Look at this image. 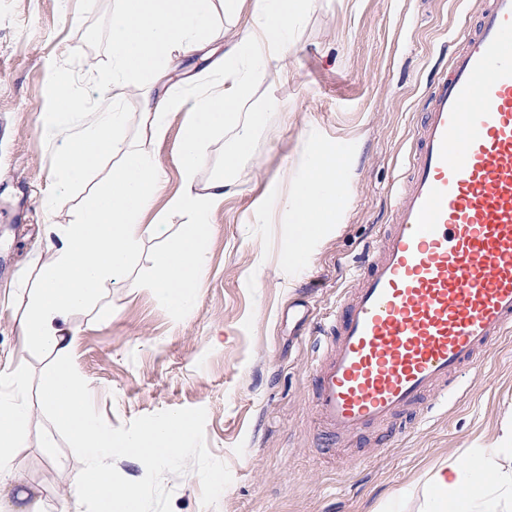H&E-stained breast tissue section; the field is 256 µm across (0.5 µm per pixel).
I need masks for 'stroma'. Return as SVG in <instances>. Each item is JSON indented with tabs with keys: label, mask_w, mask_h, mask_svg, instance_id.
<instances>
[{
	"label": "stroma",
	"mask_w": 512,
	"mask_h": 512,
	"mask_svg": "<svg viewBox=\"0 0 512 512\" xmlns=\"http://www.w3.org/2000/svg\"><path fill=\"white\" fill-rule=\"evenodd\" d=\"M116 0H0V365L24 373L32 419L25 447L15 449L19 490L41 512H96L66 483L86 456L54 423L40 399L55 365L44 349L20 350L18 321L29 291L13 280L31 271L45 228L66 224L91 188L64 184L55 172L57 144L41 133L51 111V75L71 85L87 108L107 91L93 78L110 69L109 27ZM478 0H315L294 34L287 72H269L244 112L268 113L241 183L212 217L209 269L197 311L181 317L147 282L157 240L132 264L140 288H104L110 316L76 313L80 330L70 357L95 394L98 423L121 440L148 424L193 421L180 456L147 464L128 449L100 458L116 488H132L140 512H424L430 470L448 455L492 441L512 416V337L491 345L478 368L433 395L425 423L406 420L393 437L369 430L328 453L312 405L310 344L304 333L331 312L351 282V266L389 223L394 191L406 172L410 135L425 92L447 68L448 54L473 24ZM213 60L174 55L166 91L191 98L196 85L218 81ZM126 135L154 155L167 194L181 178L175 145L187 118L174 114L157 141L138 94L125 97ZM358 157L346 174L347 208L337 230L313 245L309 264L290 272L284 224H255L258 201L302 173L304 140ZM65 194L57 212L46 196Z\"/></svg>",
	"instance_id": "stroma-1"
}]
</instances>
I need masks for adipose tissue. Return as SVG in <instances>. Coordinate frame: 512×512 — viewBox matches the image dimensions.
Masks as SVG:
<instances>
[{"label":"adipose tissue","mask_w":512,"mask_h":512,"mask_svg":"<svg viewBox=\"0 0 512 512\" xmlns=\"http://www.w3.org/2000/svg\"><path fill=\"white\" fill-rule=\"evenodd\" d=\"M312 7L313 0H252L250 24L237 32L224 55L223 80L184 101L154 98L153 84L168 70L173 52L187 56L202 49L214 21L215 0H120L112 14V67L97 77L111 90V102L101 111L84 112L63 85L54 88L55 109L43 115L41 132L59 144V180L82 181L107 159L113 165L70 223L47 225L19 338L25 347L44 348L56 356L41 397L58 425L89 457L87 468L69 479L74 497L95 502L100 512H112L116 501L124 512H134L138 497L133 490L116 489L110 472L98 463L111 454L114 442L92 412L90 384L77 378L67 364L79 334L71 319L93 310L106 286L139 287L131 275V259L148 239L162 242L153 258V293L179 314L196 310L208 271L212 215L231 194L243 160L277 103L267 101L244 122L237 112L269 68L287 69L291 37ZM132 88L141 95L142 111L157 140H164L172 114L188 112L175 147L181 187L166 202L167 212L186 219L175 235L162 220L143 221L163 188L164 172L153 155L127 141V115L120 102ZM228 128L233 136L220 172L198 187L206 145ZM306 155L305 176L292 179L288 190L266 196L252 218L253 223H265L271 210L285 218L288 264L293 269L307 265L312 243L340 223L345 201L342 175L351 166L350 158L313 139L306 142ZM31 418L20 368L0 366V487L17 481L12 451L24 446ZM192 434V422H159L130 434L123 445L140 449L143 462L168 461L181 453ZM432 471L434 495L425 512H512V425H504L501 437L479 456L452 455L438 461Z\"/></svg>","instance_id":"obj_1"}]
</instances>
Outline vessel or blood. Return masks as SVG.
Here are the masks:
<instances>
[{
  "label": "vessel or blood",
  "mask_w": 512,
  "mask_h": 512,
  "mask_svg": "<svg viewBox=\"0 0 512 512\" xmlns=\"http://www.w3.org/2000/svg\"><path fill=\"white\" fill-rule=\"evenodd\" d=\"M352 288L317 327L328 444L393 432L512 334V0H483L429 87L407 173Z\"/></svg>",
  "instance_id": "1"
}]
</instances>
